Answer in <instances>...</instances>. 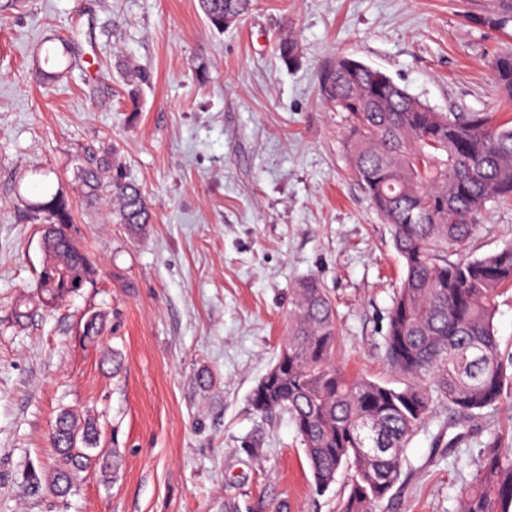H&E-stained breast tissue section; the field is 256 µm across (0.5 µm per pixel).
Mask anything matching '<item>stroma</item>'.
<instances>
[{
    "mask_svg": "<svg viewBox=\"0 0 512 512\" xmlns=\"http://www.w3.org/2000/svg\"><path fill=\"white\" fill-rule=\"evenodd\" d=\"M498 13L496 0H254L220 33L198 0H14L0 21V512H340L347 474L316 494L288 415L250 405L309 277L335 307L337 365L398 382L384 336L402 261L318 74L346 53L436 111L512 116L492 71L512 51ZM73 34L79 67L48 80L49 40ZM285 34L299 46L289 66ZM136 69L151 80L133 112ZM108 152L154 214L141 234L84 195L83 170ZM54 191L92 273L20 322L43 261L30 206ZM508 244L512 204H495L462 253ZM91 314L105 322L94 343ZM64 409L92 416L120 465L91 468L64 500L26 492ZM495 436L512 454V410L472 422L435 407L382 512H457Z\"/></svg>",
    "mask_w": 512,
    "mask_h": 512,
    "instance_id": "obj_1",
    "label": "stroma"
}]
</instances>
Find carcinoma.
<instances>
[{"instance_id":"carcinoma-1","label":"carcinoma","mask_w":512,"mask_h":512,"mask_svg":"<svg viewBox=\"0 0 512 512\" xmlns=\"http://www.w3.org/2000/svg\"><path fill=\"white\" fill-rule=\"evenodd\" d=\"M252 0H199L217 31L236 25ZM285 64L298 44L278 45ZM502 101H512V54L492 62ZM323 99L351 119L355 175L382 219L392 226L405 277L388 313L385 354L403 386L336 367L334 306L319 281H300L288 300V326L267 372L250 395L260 414L285 412L299 434L316 493L349 474L342 512H380L402 475V454L434 405L451 416L479 419L512 399V354L501 350L495 302L512 286V246L480 258H457L490 202L512 201V124L493 112H438L386 73L348 55L320 71ZM116 160L82 173L86 197L112 201V220L132 233L151 223L139 187L122 180ZM32 219L56 227L43 236L38 301L53 308L91 274L87 253L68 233L72 222L60 193L31 205ZM97 428L62 412L49 436L56 463L32 471L27 488L58 498L76 489L96 460ZM459 512H512V456L491 439Z\"/></svg>"}]
</instances>
